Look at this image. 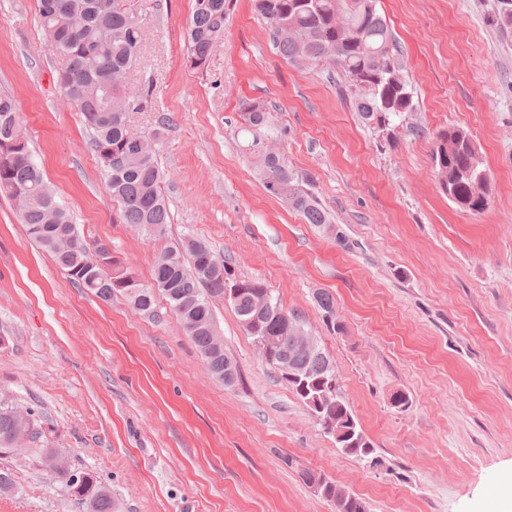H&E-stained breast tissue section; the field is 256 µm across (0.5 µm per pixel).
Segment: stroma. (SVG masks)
<instances>
[{"instance_id":"1","label":"stroma","mask_w":512,"mask_h":512,"mask_svg":"<svg viewBox=\"0 0 512 512\" xmlns=\"http://www.w3.org/2000/svg\"><path fill=\"white\" fill-rule=\"evenodd\" d=\"M497 0H377L403 51L414 112L381 147L323 67L275 50L252 0H233L205 70L187 61L194 0H121L143 27L128 86L155 145L171 222L152 240L124 224L56 75L63 61L37 0H0V92L23 118L44 178L87 241L108 244L142 284L157 253L206 240L235 274L261 279L332 359L342 397L380 463L342 453L262 360L232 305L215 329L239 376L213 378L175 316L74 287L0 195V404L33 413L39 435L0 449V512H86L46 464L56 449L93 475L116 512H335L301 470L329 474L370 512H491L512 502V27ZM264 101L272 130L240 112ZM468 128L491 175L487 209L441 191L430 151ZM274 147L328 213L318 228L270 196L253 138ZM345 235L339 246L333 229ZM330 292L344 325L314 302ZM408 407L390 404L394 392Z\"/></svg>"}]
</instances>
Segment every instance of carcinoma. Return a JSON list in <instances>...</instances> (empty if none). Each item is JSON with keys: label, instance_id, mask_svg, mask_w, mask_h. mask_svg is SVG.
Instances as JSON below:
<instances>
[{"label": "carcinoma", "instance_id": "obj_1", "mask_svg": "<svg viewBox=\"0 0 512 512\" xmlns=\"http://www.w3.org/2000/svg\"><path fill=\"white\" fill-rule=\"evenodd\" d=\"M255 12L265 21L278 53L296 67L330 65L338 70L342 92L352 99L361 122L381 132L393 119L415 109L413 92L400 62V46L387 20L378 12L376 0H253ZM233 0H194L188 29L190 66L203 70L214 48L223 41L224 25ZM40 22L51 50L63 60L57 82L65 98L82 113L90 136L89 147L107 176L112 197L122 206V219L161 240L171 223L161 191L164 173L155 151L144 153L127 129L128 113L113 110V103L130 101L141 110L148 95L128 89L126 74L137 62L143 33L139 18L118 0H38ZM244 121L252 128L270 127L271 111L261 100L240 104ZM472 134L453 126L440 131L431 153L443 192L460 209L482 213L490 200V178ZM258 170L264 189L286 202L306 223H328L318 200L301 188L280 154H258ZM32 158L29 140L14 100L0 94V193L9 198L20 194L25 205L18 208L28 236L49 253L70 282L83 292L110 303L124 297L135 310L150 320L161 319L156 295L165 298L212 376L224 380V355L213 344L215 323L212 299L224 297L233 285L242 288L231 302L241 319L256 313L255 298L270 294L260 279L235 276L230 264L215 256L209 243L192 235L175 246L163 248L153 267L157 288L140 282L132 266L112 253L104 243L88 244L73 224L66 208L57 201ZM317 309L331 314L332 329L339 332L332 294L314 296ZM278 314L261 316V335L275 339L278 353L289 356L309 371L308 393L297 385L289 388L304 403L324 391L326 412L352 415L339 393L330 388L335 367L330 357L317 348L311 353L292 351L286 336L290 326L301 321L277 301ZM18 426L13 407H0V447H10ZM343 486L334 482L325 500L336 512H361L366 502L353 496L339 508ZM87 512H115L110 492L90 474L85 487L76 492Z\"/></svg>", "mask_w": 512, "mask_h": 512}]
</instances>
